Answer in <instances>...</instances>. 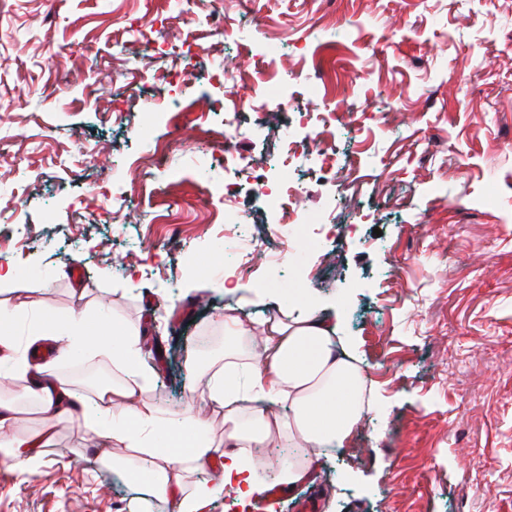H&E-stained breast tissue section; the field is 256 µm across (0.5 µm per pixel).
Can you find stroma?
Returning a JSON list of instances; mask_svg holds the SVG:
<instances>
[{
  "label": "stroma",
  "mask_w": 512,
  "mask_h": 512,
  "mask_svg": "<svg viewBox=\"0 0 512 512\" xmlns=\"http://www.w3.org/2000/svg\"><path fill=\"white\" fill-rule=\"evenodd\" d=\"M0 0V237L30 275L0 283V306L26 347L44 312L74 309L117 333L146 326V400L182 412L192 398L186 353L225 304L247 322L262 309L263 269L225 279L232 248L216 185L234 189L257 242L273 215L254 187L298 112H346L336 145L353 154L343 206L307 161L291 170L311 229L334 227L285 263L272 292L305 289L336 313L365 367L374 409L351 439L313 457L312 483L246 512H512V0ZM240 62L236 79L212 70ZM190 66L177 107L158 73ZM288 91L262 103L269 79ZM248 105L224 117V99ZM231 134L243 171L212 158ZM174 143L160 163L112 162ZM85 268L73 283L68 265ZM25 382H0L18 407L15 433L47 422ZM125 451L58 425L28 473L0 459V512H175L173 501L118 478Z\"/></svg>",
  "instance_id": "35a3bbf8"
}]
</instances>
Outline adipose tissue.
<instances>
[{
    "instance_id": "adipose-tissue-1",
    "label": "adipose tissue",
    "mask_w": 512,
    "mask_h": 512,
    "mask_svg": "<svg viewBox=\"0 0 512 512\" xmlns=\"http://www.w3.org/2000/svg\"><path fill=\"white\" fill-rule=\"evenodd\" d=\"M220 325L255 342L243 354L225 349L222 363L203 371L204 400L224 411L220 441L211 437L201 413L188 408L172 419L143 400L150 375L141 363L139 324H125L120 331L123 354L113 362L120 386L100 390L92 399L53 372L33 366L14 351L10 337H0V348L13 350L26 390L47 418L127 448V456L113 459V470L135 481L146 479L155 498H177L178 512H204L226 487L243 501L263 494L265 487L255 478L256 449L283 440L296 448L342 447L372 410L364 399L361 366L343 347L335 319L318 303L302 301L291 314L265 313L246 324L228 306ZM283 406L288 414H280ZM14 420L13 407L1 404L0 451L34 468L40 461L36 450L50 434L17 436ZM213 462L218 470L211 483L186 487V473Z\"/></svg>"
}]
</instances>
